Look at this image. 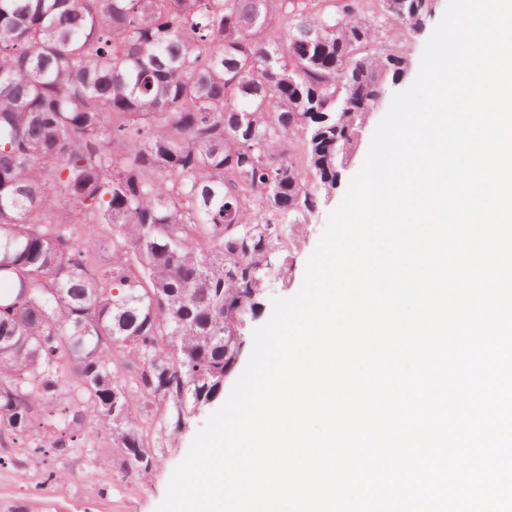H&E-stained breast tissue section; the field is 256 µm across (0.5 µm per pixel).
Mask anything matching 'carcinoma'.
I'll use <instances>...</instances> for the list:
<instances>
[{"mask_svg": "<svg viewBox=\"0 0 512 512\" xmlns=\"http://www.w3.org/2000/svg\"><path fill=\"white\" fill-rule=\"evenodd\" d=\"M435 2L0 0V433L90 418L146 478L141 418L223 395Z\"/></svg>", "mask_w": 512, "mask_h": 512, "instance_id": "1", "label": "carcinoma"}]
</instances>
